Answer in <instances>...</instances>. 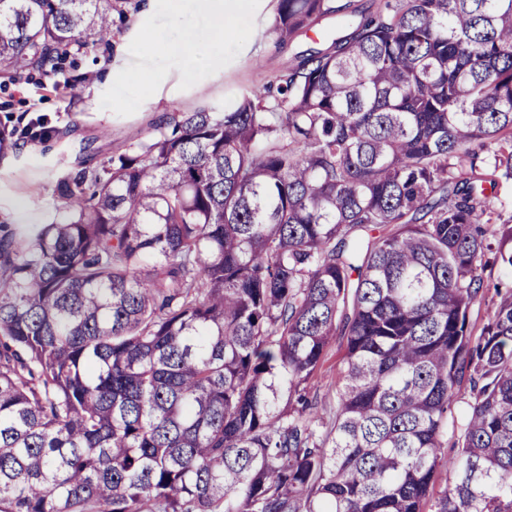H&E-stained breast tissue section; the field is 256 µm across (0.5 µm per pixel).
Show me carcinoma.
<instances>
[{
	"label": "carcinoma",
	"instance_id": "cac0c4a2",
	"mask_svg": "<svg viewBox=\"0 0 512 512\" xmlns=\"http://www.w3.org/2000/svg\"><path fill=\"white\" fill-rule=\"evenodd\" d=\"M218 112L79 148L55 224H0V512H512V0H277ZM112 0H0L5 77ZM63 132L0 128V156ZM345 338L336 409L306 396ZM466 385L459 454L442 453ZM482 263L486 265V271L484 272L485 284H488L490 288L484 289L481 297H479L470 310L469 320L475 336L480 334L483 326L491 316L497 302L498 298L495 294L493 285L498 282L510 283V275L506 276L503 269L493 262L492 254L487 253L483 258Z\"/></svg>",
	"mask_w": 512,
	"mask_h": 512
}]
</instances>
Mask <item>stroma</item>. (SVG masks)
Instances as JSON below:
<instances>
[{
  "label": "stroma",
  "mask_w": 512,
  "mask_h": 512,
  "mask_svg": "<svg viewBox=\"0 0 512 512\" xmlns=\"http://www.w3.org/2000/svg\"><path fill=\"white\" fill-rule=\"evenodd\" d=\"M112 4L109 45L73 52L63 71L52 79L31 72L11 81L0 74V127L43 115L50 128L69 131L74 142L93 139L102 155L109 156L141 137L148 122L202 104L222 106L238 89L255 81L260 70L277 69L284 61L283 56L274 54L266 34L276 0H260L254 31L234 61L186 90L180 89L178 77H171L134 114L120 116L102 108L101 98L112 84L119 46L132 41L150 12L147 7L138 6L137 0H112ZM87 72L93 74V81H83ZM72 161L65 144L54 139L21 144L18 153L0 158V224L64 220V213L56 208V184L70 170ZM483 262L487 287L469 316L476 334L494 310L495 284L507 280L492 255H485ZM344 348L343 336H335L318 376L310 384V395L322 409L336 405V382Z\"/></svg>",
  "instance_id": "1"
}]
</instances>
